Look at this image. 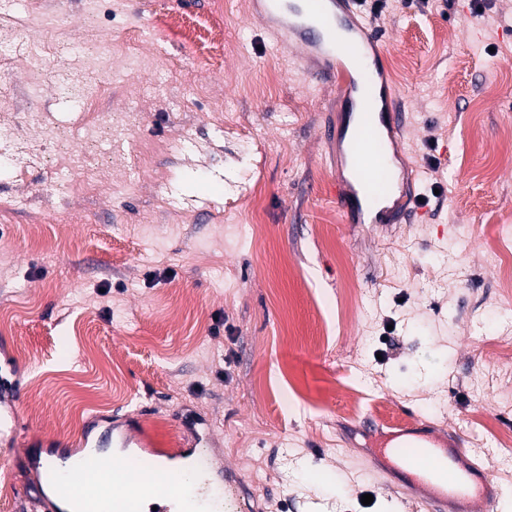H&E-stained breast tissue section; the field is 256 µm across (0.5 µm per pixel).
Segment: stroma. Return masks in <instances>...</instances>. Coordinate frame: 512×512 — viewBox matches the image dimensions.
Here are the masks:
<instances>
[{"instance_id":"obj_1","label":"stroma","mask_w":512,"mask_h":512,"mask_svg":"<svg viewBox=\"0 0 512 512\" xmlns=\"http://www.w3.org/2000/svg\"><path fill=\"white\" fill-rule=\"evenodd\" d=\"M222 2V41L190 49L155 18L213 0H46L65 23L40 30L0 0V128L140 116L88 151V194L51 144L25 140L23 172L0 156V512H33L31 450L83 455L130 409L259 471L263 512H428L378 460L414 420L489 457L512 512V0H389L373 23L419 199L402 224L345 222L324 129L348 102ZM62 70L103 95L64 94Z\"/></svg>"}]
</instances>
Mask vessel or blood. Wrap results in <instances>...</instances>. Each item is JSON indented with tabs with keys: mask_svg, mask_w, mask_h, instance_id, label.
I'll list each match as a JSON object with an SVG mask.
<instances>
[{
	"mask_svg": "<svg viewBox=\"0 0 512 512\" xmlns=\"http://www.w3.org/2000/svg\"><path fill=\"white\" fill-rule=\"evenodd\" d=\"M356 0H253L255 15L279 46L297 48L317 65L316 75L336 86L355 118L348 138V171L336 173V204L346 223H355L366 210V195L380 188L395 189V174L384 151L405 129L393 91L378 85L376 73L384 43L372 35L354 8ZM127 449L151 450L153 456L179 459L180 448H156L146 433L119 438ZM381 455L397 481V493L422 489L430 512H497L503 490L489 474L486 462L465 448L450 447L446 438L411 433L382 448ZM206 483L224 487L226 512H237L251 493L247 475L238 469L208 474ZM99 500L110 512H140V501L157 496L152 486L134 484L123 470L111 485L98 486Z\"/></svg>",
	"mask_w": 512,
	"mask_h": 512,
	"instance_id": "1",
	"label": "vessel or blood"
}]
</instances>
